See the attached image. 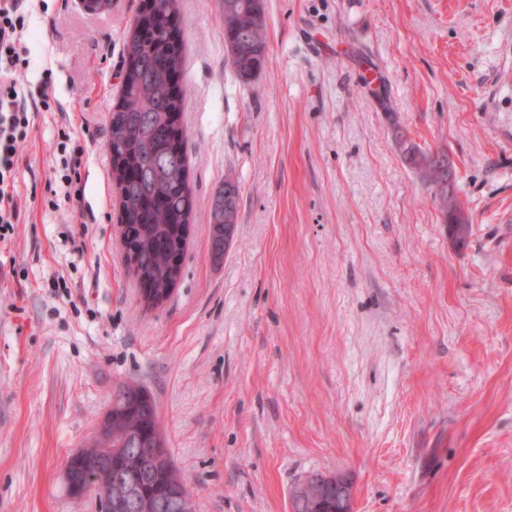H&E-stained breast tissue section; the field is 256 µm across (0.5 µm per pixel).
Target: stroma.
<instances>
[{
  "instance_id": "1",
  "label": "stroma",
  "mask_w": 512,
  "mask_h": 512,
  "mask_svg": "<svg viewBox=\"0 0 512 512\" xmlns=\"http://www.w3.org/2000/svg\"><path fill=\"white\" fill-rule=\"evenodd\" d=\"M141 0H34L38 112L0 242V512H101L67 454L113 391L155 397L194 512H290L308 474L352 512H512V0H265L268 54L236 76L215 0H182V116L197 215L182 277L140 303L107 149ZM78 210L48 206L62 124ZM453 161L451 207L402 142ZM241 186L223 260L209 211ZM470 226L464 243L452 214ZM83 151L75 150L72 151L70 158V165L65 169L69 171L62 175L61 179H64L68 183L69 190L67 191L69 201L80 202L85 192V185L81 180V173L79 168L82 165Z\"/></svg>"
}]
</instances>
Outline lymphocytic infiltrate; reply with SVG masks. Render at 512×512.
Masks as SVG:
<instances>
[{
	"label": "lymphocytic infiltrate",
	"instance_id": "lymphocytic-infiltrate-1",
	"mask_svg": "<svg viewBox=\"0 0 512 512\" xmlns=\"http://www.w3.org/2000/svg\"><path fill=\"white\" fill-rule=\"evenodd\" d=\"M28 0H0V241L14 232L22 215L15 189L22 144L32 122V110L61 111L51 94V77H43L37 91L24 85L30 60L22 46L29 13Z\"/></svg>",
	"mask_w": 512,
	"mask_h": 512
}]
</instances>
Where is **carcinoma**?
<instances>
[{"mask_svg":"<svg viewBox=\"0 0 512 512\" xmlns=\"http://www.w3.org/2000/svg\"><path fill=\"white\" fill-rule=\"evenodd\" d=\"M141 6L125 43L121 102L110 118L107 146L116 149L124 162L122 210L119 223L131 225L127 256L145 271L151 287L164 288L173 279L171 257L184 255L187 245L182 226L191 223L196 202L189 181L185 152L186 135L181 125L186 90L173 83L182 76V40L171 38L179 19L180 0H160L161 6ZM224 23V44L233 70L244 83L263 70L267 49V18L264 0H216ZM408 164L448 166V155H430L412 146L404 150ZM224 213L216 205L209 212L210 246L224 240ZM112 430L104 442H93L88 451L97 455L117 440L128 450L112 456V466L94 476V485L109 484L116 476L133 480L134 495L142 502H157L173 485L186 479L175 468L155 474L138 464L135 449L161 434L157 405L141 385L125 383L112 393ZM322 475L303 482L304 490L292 495V512H312L302 500L315 497Z\"/></svg>","mask_w":512,"mask_h":512,"instance_id":"1","label":"carcinoma"}]
</instances>
